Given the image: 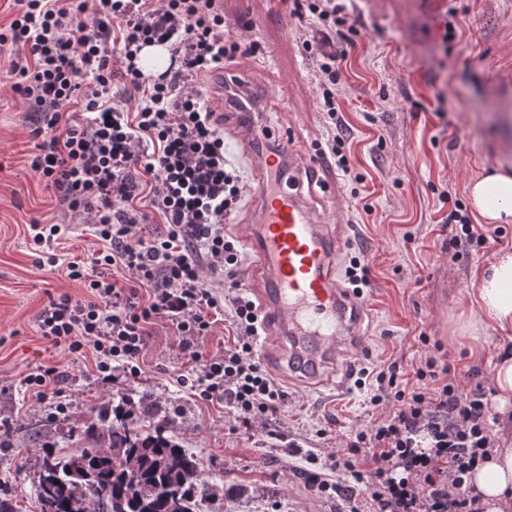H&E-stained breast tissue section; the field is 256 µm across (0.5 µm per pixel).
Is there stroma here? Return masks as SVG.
I'll use <instances>...</instances> for the list:
<instances>
[{
    "instance_id": "obj_1",
    "label": "stroma",
    "mask_w": 512,
    "mask_h": 512,
    "mask_svg": "<svg viewBox=\"0 0 512 512\" xmlns=\"http://www.w3.org/2000/svg\"><path fill=\"white\" fill-rule=\"evenodd\" d=\"M227 25L256 19L259 57L233 62L240 83L267 100L255 120L264 129L292 128L313 148L331 132L318 103L315 64L298 37L299 22L280 0H222ZM357 46L340 88L350 127V174L325 166L335 187L323 216L340 224L342 258H363L368 336L351 352V380L312 389L277 382L286 398L279 413L239 429L231 407L194 396L179 377L192 361L170 322L149 325L140 379L106 390L94 376L91 349L70 353L44 339L39 316L49 301L88 296L68 278L72 258L100 249L92 225L66 215L53 188L30 168L40 139L8 69L11 46H0V499L15 512H39L35 488L47 448L73 453L99 411L121 405L133 427L165 426L196 455L213 495L202 512H343L336 495L311 490L301 476L306 457L342 450L387 416L354 387L361 369L394 363L402 373L440 342L461 390H492L494 364L508 339L489 329L456 336V320H477L470 275L503 247L512 226L485 246L448 258L450 229L440 220L465 201L470 179L512 157V134L500 115L512 113V0H356ZM453 35H445V25ZM451 200H443V189ZM67 230L51 253L35 247L32 222ZM63 374V409L33 400L24 383L36 367ZM300 452H293V445Z\"/></svg>"
}]
</instances>
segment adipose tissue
Returning a JSON list of instances; mask_svg holds the SVG:
<instances>
[{"instance_id": "adipose-tissue-1", "label": "adipose tissue", "mask_w": 512, "mask_h": 512, "mask_svg": "<svg viewBox=\"0 0 512 512\" xmlns=\"http://www.w3.org/2000/svg\"><path fill=\"white\" fill-rule=\"evenodd\" d=\"M466 193L477 223L512 224V163L484 168L468 182ZM469 294L482 319L462 325L461 334L470 336L488 327L512 333V251L498 253L478 268L470 280ZM469 481L480 492L487 512H503L512 502V448L495 449Z\"/></svg>"}]
</instances>
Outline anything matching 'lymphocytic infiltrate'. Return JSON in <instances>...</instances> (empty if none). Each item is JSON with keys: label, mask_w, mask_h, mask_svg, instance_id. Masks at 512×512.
<instances>
[{"label": "lymphocytic infiltrate", "mask_w": 512, "mask_h": 512, "mask_svg": "<svg viewBox=\"0 0 512 512\" xmlns=\"http://www.w3.org/2000/svg\"><path fill=\"white\" fill-rule=\"evenodd\" d=\"M16 13L0 26V46L16 55L11 86L36 116L43 135L31 169L55 188L63 209L93 225L103 244L90 262L67 264L91 297L63 295L40 315L44 338L70 352L92 345L98 382L141 375L139 357L149 324L169 321L179 347L201 361L202 399L233 408L245 428L279 412L284 392L255 351L261 318L236 278L240 252L224 223L244 186L224 159V138L195 77L237 55L264 48L229 29L216 0H13ZM302 45L315 63L321 107L333 136L328 150L348 171V139L338 89L358 34L343 0H289ZM167 47L174 62L148 75L137 61L144 45ZM121 78L130 101L112 100ZM82 102L85 122L62 124L65 106ZM160 217L162 230L141 227ZM225 274L235 294L223 303L210 285ZM231 310L235 336L222 355L201 360L196 349L218 315ZM450 364L428 356L414 377L395 366L377 372L370 405L393 412L327 459L309 455L310 488L347 495L369 484L365 507L348 512H486L468 477L492 456L493 414L482 388L460 390Z\"/></svg>", "instance_id": "f902f5d3"}]
</instances>
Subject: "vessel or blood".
I'll use <instances>...</instances> for the list:
<instances>
[{
	"instance_id": "b4317fda",
	"label": "vessel or blood",
	"mask_w": 512,
	"mask_h": 512,
	"mask_svg": "<svg viewBox=\"0 0 512 512\" xmlns=\"http://www.w3.org/2000/svg\"><path fill=\"white\" fill-rule=\"evenodd\" d=\"M224 130L254 166L249 250L250 286L264 317L260 353L271 368L308 386L332 383L348 346L360 344L366 309L337 280L343 242L313 205L321 165L294 132L276 133L278 153L256 150L247 115Z\"/></svg>"
}]
</instances>
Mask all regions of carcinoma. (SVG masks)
I'll return each instance as SVG.
<instances>
[{"instance_id":"carcinoma-1","label":"carcinoma","mask_w":512,"mask_h":512,"mask_svg":"<svg viewBox=\"0 0 512 512\" xmlns=\"http://www.w3.org/2000/svg\"><path fill=\"white\" fill-rule=\"evenodd\" d=\"M84 441L77 456L46 453L40 512H194L211 495L199 460L160 425L135 431L114 409L90 423Z\"/></svg>"}]
</instances>
